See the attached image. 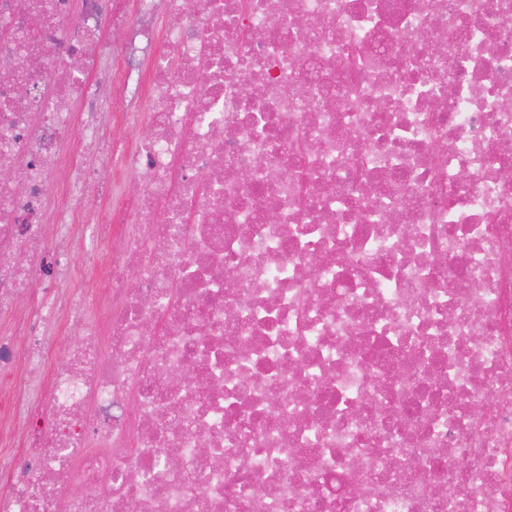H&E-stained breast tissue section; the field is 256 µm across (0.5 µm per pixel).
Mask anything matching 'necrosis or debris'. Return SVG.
<instances>
[{
	"label": "necrosis or debris",
	"mask_w": 512,
	"mask_h": 512,
	"mask_svg": "<svg viewBox=\"0 0 512 512\" xmlns=\"http://www.w3.org/2000/svg\"><path fill=\"white\" fill-rule=\"evenodd\" d=\"M24 301L0 512H512V0H0ZM77 244L70 252V265L73 268V273L62 284L61 292L78 293L87 289L86 269L94 265L93 252L90 250V244L86 241L83 246L79 236ZM53 343V361L62 360L67 349L78 339V331L74 328H50ZM21 368L12 373H0V417L11 414L16 409L15 402L32 403L37 389Z\"/></svg>",
	"instance_id": "necrosis-or-debris-1"
}]
</instances>
